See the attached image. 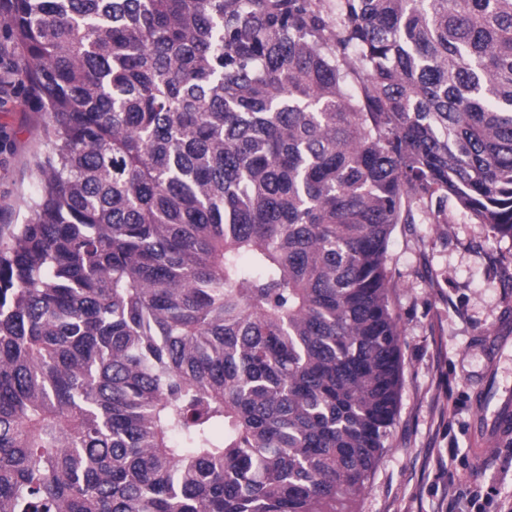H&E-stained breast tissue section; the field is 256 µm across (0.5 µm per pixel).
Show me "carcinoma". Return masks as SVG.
Segmentation results:
<instances>
[{
    "mask_svg": "<svg viewBox=\"0 0 512 512\" xmlns=\"http://www.w3.org/2000/svg\"><path fill=\"white\" fill-rule=\"evenodd\" d=\"M48 114L0 225V512H357L389 242L512 240V0H10Z\"/></svg>",
    "mask_w": 512,
    "mask_h": 512,
    "instance_id": "1",
    "label": "carcinoma"
}]
</instances>
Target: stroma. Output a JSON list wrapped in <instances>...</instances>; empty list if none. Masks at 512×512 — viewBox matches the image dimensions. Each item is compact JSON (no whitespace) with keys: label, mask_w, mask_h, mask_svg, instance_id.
Returning <instances> with one entry per match:
<instances>
[{"label":"stroma","mask_w":512,"mask_h":512,"mask_svg":"<svg viewBox=\"0 0 512 512\" xmlns=\"http://www.w3.org/2000/svg\"><path fill=\"white\" fill-rule=\"evenodd\" d=\"M45 112L0 105V224H17L38 189L29 163L44 150ZM402 339L399 412L359 512H478L512 507V436L475 454L480 430L512 388V338L488 337L512 314V241L449 209L447 224L396 228L390 243Z\"/></svg>","instance_id":"35a3bbf8"}]
</instances>
